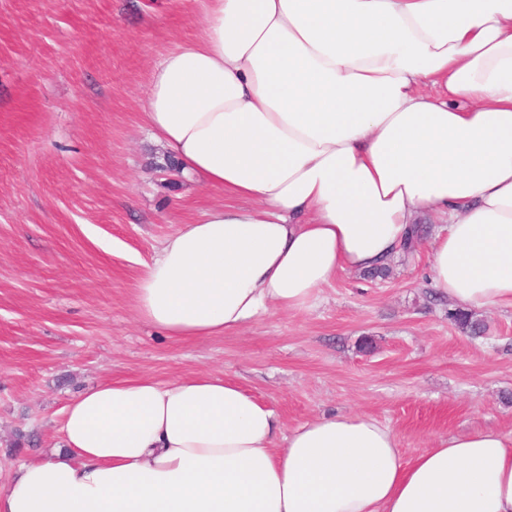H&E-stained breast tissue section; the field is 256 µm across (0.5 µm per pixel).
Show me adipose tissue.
I'll return each instance as SVG.
<instances>
[{
	"label": "adipose tissue",
	"instance_id": "1",
	"mask_svg": "<svg viewBox=\"0 0 512 512\" xmlns=\"http://www.w3.org/2000/svg\"><path fill=\"white\" fill-rule=\"evenodd\" d=\"M141 115L230 199L145 265L137 312L168 336L312 307L432 213L433 287L512 307V0H204ZM0 512H512V438L442 437L408 461L373 417L288 429L213 372L104 381L17 465Z\"/></svg>",
	"mask_w": 512,
	"mask_h": 512
}]
</instances>
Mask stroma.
<instances>
[{
	"instance_id": "stroma-1",
	"label": "stroma",
	"mask_w": 512,
	"mask_h": 512,
	"mask_svg": "<svg viewBox=\"0 0 512 512\" xmlns=\"http://www.w3.org/2000/svg\"><path fill=\"white\" fill-rule=\"evenodd\" d=\"M201 0H0V483L60 440L78 391L215 371L286 427L336 412L437 438L512 436V307L449 321L430 246L389 278L339 272L312 309L184 341L135 309L161 242L224 195L165 160L138 112L153 63L201 32ZM448 319L452 321L462 333L469 336H478L486 331V325L472 311L455 308L448 311Z\"/></svg>"
}]
</instances>
